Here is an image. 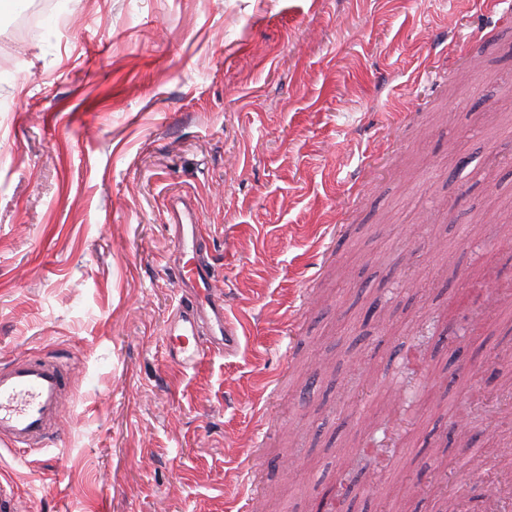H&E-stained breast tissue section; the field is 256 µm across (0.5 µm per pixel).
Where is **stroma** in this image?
I'll return each instance as SVG.
<instances>
[{"label":"stroma","instance_id":"35a3bbf8","mask_svg":"<svg viewBox=\"0 0 512 512\" xmlns=\"http://www.w3.org/2000/svg\"><path fill=\"white\" fill-rule=\"evenodd\" d=\"M28 2L0 9V366L71 375L57 438L0 446L22 512H313L345 473L344 512H444L512 481L474 465L512 448L511 17L58 0L18 38ZM177 208L240 328L192 369Z\"/></svg>","mask_w":512,"mask_h":512}]
</instances>
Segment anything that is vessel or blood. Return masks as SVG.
<instances>
[{"instance_id": "b4317fda", "label": "vessel or blood", "mask_w": 512, "mask_h": 512, "mask_svg": "<svg viewBox=\"0 0 512 512\" xmlns=\"http://www.w3.org/2000/svg\"><path fill=\"white\" fill-rule=\"evenodd\" d=\"M172 284L181 292L165 327L168 353L189 368L205 348L223 350L230 335L224 291L213 280L208 239L199 225L176 224ZM69 368L51 357H22L0 368V443L26 452L53 437L63 413Z\"/></svg>"}]
</instances>
